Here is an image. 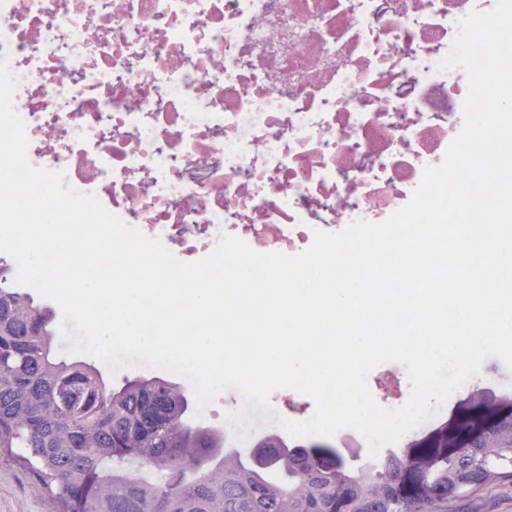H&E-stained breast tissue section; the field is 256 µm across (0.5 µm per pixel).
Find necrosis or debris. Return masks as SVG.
Instances as JSON below:
<instances>
[{"instance_id":"4bbe7bcc","label":"necrosis or debris","mask_w":512,"mask_h":512,"mask_svg":"<svg viewBox=\"0 0 512 512\" xmlns=\"http://www.w3.org/2000/svg\"><path fill=\"white\" fill-rule=\"evenodd\" d=\"M498 0H0L30 165L184 262L378 225L465 122L443 61Z\"/></svg>"}]
</instances>
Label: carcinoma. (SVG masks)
<instances>
[{
  "label": "carcinoma",
  "mask_w": 512,
  "mask_h": 512,
  "mask_svg": "<svg viewBox=\"0 0 512 512\" xmlns=\"http://www.w3.org/2000/svg\"><path fill=\"white\" fill-rule=\"evenodd\" d=\"M56 341L53 311L0 263V448L26 449L67 512H449L512 485V398L475 390L458 426L361 467L315 444L240 458L220 454L224 432L188 426L178 384L112 387Z\"/></svg>",
  "instance_id": "obj_1"
}]
</instances>
